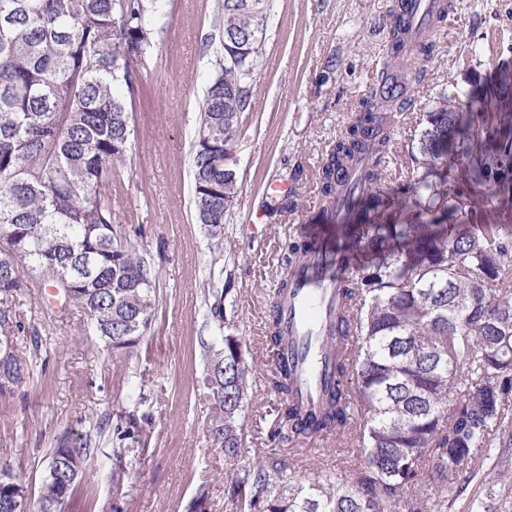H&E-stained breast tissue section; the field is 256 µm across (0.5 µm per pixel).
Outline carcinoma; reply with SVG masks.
Here are the masks:
<instances>
[{
	"mask_svg": "<svg viewBox=\"0 0 512 512\" xmlns=\"http://www.w3.org/2000/svg\"><path fill=\"white\" fill-rule=\"evenodd\" d=\"M156 0H0V338L22 329L13 306L31 288L46 291L60 314L81 309L115 355L130 354L150 328L154 270L143 244L114 228L112 174L131 149L126 94L150 48L146 15ZM269 0H222L217 69L192 145L193 205L214 239L235 204L237 174L214 158L234 155L263 57ZM406 29L390 27L388 60L322 159L324 213H347L334 247L345 272L326 344L335 379L316 412L291 395L293 372L281 358L287 338L279 305L314 244L293 241L269 314L267 348L275 369L278 436L304 447L331 436L360 457L334 476L310 468L305 482H274L243 453L239 417L250 398L252 368L238 337L222 335L227 292H212L217 335L202 342L203 385L217 412L210 434L224 451V499L248 512H442L450 486L495 448L512 447V231L471 224L472 208L494 212L512 170V89L501 80L492 121L472 128L484 96L425 114L418 139L423 168L401 195L384 191L394 145V113L413 104L414 57L429 59L435 40L403 51ZM458 177L479 199L451 192ZM33 375L28 359L0 351V379L17 387ZM91 439L65 436L50 449L86 469ZM65 473L48 474L30 512H60Z\"/></svg>",
	"mask_w": 512,
	"mask_h": 512,
	"instance_id": "1",
	"label": "carcinoma"
}]
</instances>
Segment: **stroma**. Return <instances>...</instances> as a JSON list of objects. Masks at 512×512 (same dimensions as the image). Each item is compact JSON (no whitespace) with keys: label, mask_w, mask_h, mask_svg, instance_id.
Segmentation results:
<instances>
[{"label":"stroma","mask_w":512,"mask_h":512,"mask_svg":"<svg viewBox=\"0 0 512 512\" xmlns=\"http://www.w3.org/2000/svg\"><path fill=\"white\" fill-rule=\"evenodd\" d=\"M221 3L158 0L147 18L154 38L140 65L141 88L127 103L133 146L112 179V211L121 232L142 229L157 271L154 316L142 342L116 359L83 312L59 315L37 288L16 303L25 327L18 349L33 359L35 374L0 398V466L38 490L59 438L90 434L91 465L64 512H188L202 491L209 512H229L224 453L209 435L214 403L201 383L215 284L231 287L224 331L240 338L255 371L244 410L247 457L265 464L311 459L329 473L360 455L355 447L337 452L329 441L291 451L273 438L278 402L266 335L285 247L303 225L322 221V159L385 59L388 0H272L236 148L239 197L217 243L196 219L191 164L216 68ZM456 3L413 83L416 108L395 115L392 186L408 188L420 174L413 155L424 113L445 97L493 91L500 74L512 75V0ZM273 184L287 186L283 199L268 198ZM448 512H512V450L481 462L466 489L449 494Z\"/></svg>","instance_id":"obj_1"}]
</instances>
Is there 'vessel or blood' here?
<instances>
[{
  "label": "vessel or blood",
  "mask_w": 512,
  "mask_h": 512,
  "mask_svg": "<svg viewBox=\"0 0 512 512\" xmlns=\"http://www.w3.org/2000/svg\"><path fill=\"white\" fill-rule=\"evenodd\" d=\"M439 8V0H405L410 42L428 37ZM334 275L332 260L321 257L316 268L301 274L282 304L281 328L289 338L285 353L294 361L296 390L308 403L330 380L331 368L320 334L334 298Z\"/></svg>",
  "instance_id": "b4317fda"
}]
</instances>
